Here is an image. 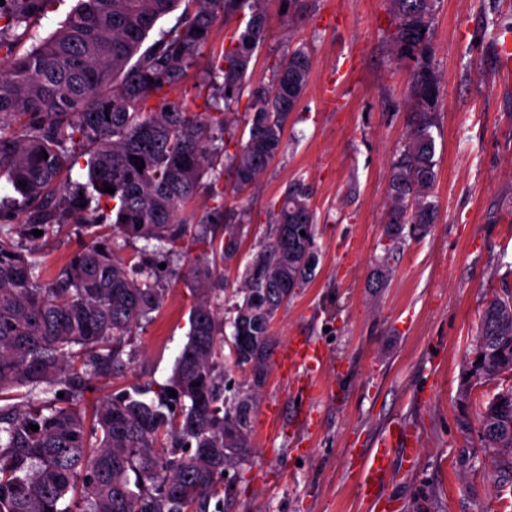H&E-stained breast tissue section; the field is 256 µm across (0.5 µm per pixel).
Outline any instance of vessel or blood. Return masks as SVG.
Listing matches in <instances>:
<instances>
[{
  "mask_svg": "<svg viewBox=\"0 0 512 512\" xmlns=\"http://www.w3.org/2000/svg\"><path fill=\"white\" fill-rule=\"evenodd\" d=\"M499 58V79L503 87L512 86V36H504L495 46ZM278 361L286 373L295 376L303 391H310L327 365V354L307 339L297 340L280 353ZM416 457L414 441L404 430L394 428L383 435L361 458L357 492L370 512H386L389 500L384 486L394 464L411 465Z\"/></svg>",
  "mask_w": 512,
  "mask_h": 512,
  "instance_id": "obj_1",
  "label": "vessel or blood"
}]
</instances>
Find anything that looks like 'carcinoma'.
I'll list each match as a JSON object with an SVG mask.
<instances>
[{
  "mask_svg": "<svg viewBox=\"0 0 512 512\" xmlns=\"http://www.w3.org/2000/svg\"><path fill=\"white\" fill-rule=\"evenodd\" d=\"M53 2L0 0V178L18 195L10 199L18 212L0 209V512H223V472L252 454L271 323L319 262L312 188L298 177L224 305L223 267L238 256L250 221L245 207L230 217L225 197L251 186L281 152L309 52L287 50L268 80L250 82L267 37L263 0H77L58 28L20 51ZM390 2V52L412 63L407 97L416 116L388 184L386 235L398 245L425 236L439 218L437 0ZM235 18L227 46L210 53L194 84L197 112L183 101L188 72L213 28ZM244 98L237 134L232 109ZM81 162L85 183L71 177ZM203 186L213 206L197 218L187 208ZM61 224L97 231L50 275L19 238L50 236ZM191 244L205 256L188 271L195 302L171 377L134 384L86 414V380L127 368L125 338L165 301L159 265ZM473 355L483 357L486 382L512 372V298L487 302ZM227 359L246 373L244 384L227 378ZM41 393L52 398L39 401ZM496 400L480 412V444L511 479L512 399Z\"/></svg>",
  "mask_w": 512,
  "mask_h": 512,
  "instance_id": "1",
  "label": "carcinoma"
}]
</instances>
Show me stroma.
<instances>
[{
	"instance_id": "35a3bbf8",
	"label": "stroma",
	"mask_w": 512,
	"mask_h": 512,
	"mask_svg": "<svg viewBox=\"0 0 512 512\" xmlns=\"http://www.w3.org/2000/svg\"><path fill=\"white\" fill-rule=\"evenodd\" d=\"M289 21L287 0H263L264 46L253 80L269 77L288 45L306 44L311 72L285 128L283 152L240 197L251 222L238 257L224 267L226 290L268 236L267 211L289 182L313 188L319 264L306 288L278 312L277 350L303 337L329 355L330 397L303 402L271 363L256 405L253 454L229 469L224 512H366L355 491L353 458L393 422L417 433L411 471L387 490L396 512H512V480L478 449L476 422L512 377L482 384L465 370L493 297L512 296V91L500 90L493 44L512 24V0H440L432 43L440 80L438 160L433 188L439 222L421 239L390 249L385 211L390 168L414 114L406 100L411 66L393 61L384 32L388 0H306ZM336 83L338 97L324 87ZM74 225L36 242L56 272L85 242ZM202 247L191 246L165 281L154 320L129 336L126 371L96 377L83 408L135 383L166 382L187 341L191 285L184 275ZM389 270L383 288L370 282ZM310 412L309 432L296 427Z\"/></svg>"
}]
</instances>
